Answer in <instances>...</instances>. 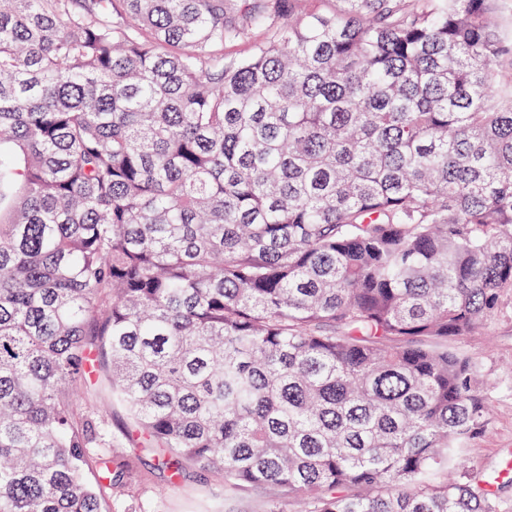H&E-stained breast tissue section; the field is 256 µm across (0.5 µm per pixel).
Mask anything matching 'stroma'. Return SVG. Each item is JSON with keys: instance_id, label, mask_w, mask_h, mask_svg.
Instances as JSON below:
<instances>
[{"instance_id": "stroma-1", "label": "stroma", "mask_w": 512, "mask_h": 512, "mask_svg": "<svg viewBox=\"0 0 512 512\" xmlns=\"http://www.w3.org/2000/svg\"><path fill=\"white\" fill-rule=\"evenodd\" d=\"M452 349L475 358L488 382L489 412L480 430L467 442L463 460L474 474L500 475L512 470V297L473 335L451 341ZM136 481L122 501L130 512H266L273 488L237 490L214 473L187 467L171 482L149 452L130 456ZM501 477V475H500ZM498 498L503 512H512V480L501 477Z\"/></svg>"}]
</instances>
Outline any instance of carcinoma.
Instances as JSON below:
<instances>
[{
	"instance_id": "cac0c4a2",
	"label": "carcinoma",
	"mask_w": 512,
	"mask_h": 512,
	"mask_svg": "<svg viewBox=\"0 0 512 512\" xmlns=\"http://www.w3.org/2000/svg\"><path fill=\"white\" fill-rule=\"evenodd\" d=\"M496 2L0 0V512H123L116 448L501 512L437 478L488 413L448 342L512 293Z\"/></svg>"
}]
</instances>
